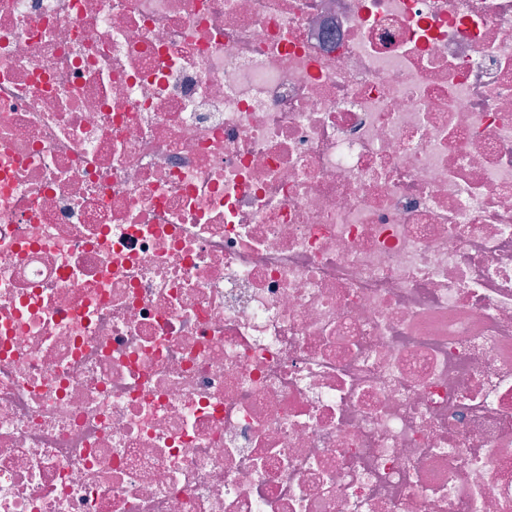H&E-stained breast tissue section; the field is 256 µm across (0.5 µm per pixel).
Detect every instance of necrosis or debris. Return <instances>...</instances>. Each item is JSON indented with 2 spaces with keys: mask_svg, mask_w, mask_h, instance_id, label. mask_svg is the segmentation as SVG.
Masks as SVG:
<instances>
[{
  "mask_svg": "<svg viewBox=\"0 0 512 512\" xmlns=\"http://www.w3.org/2000/svg\"><path fill=\"white\" fill-rule=\"evenodd\" d=\"M0 512H512V0H0Z\"/></svg>",
  "mask_w": 512,
  "mask_h": 512,
  "instance_id": "necrosis-or-debris-1",
  "label": "necrosis or debris"
}]
</instances>
